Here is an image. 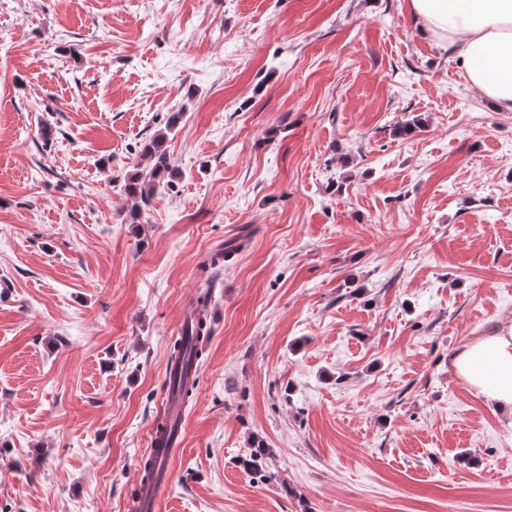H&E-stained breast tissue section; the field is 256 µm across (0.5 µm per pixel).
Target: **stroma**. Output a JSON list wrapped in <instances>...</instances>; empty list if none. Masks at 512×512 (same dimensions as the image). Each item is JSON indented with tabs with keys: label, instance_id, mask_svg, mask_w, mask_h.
Listing matches in <instances>:
<instances>
[{
	"label": "stroma",
	"instance_id": "stroma-1",
	"mask_svg": "<svg viewBox=\"0 0 512 512\" xmlns=\"http://www.w3.org/2000/svg\"><path fill=\"white\" fill-rule=\"evenodd\" d=\"M203 288L155 512H512V417L451 367L512 327V113L407 0H0V512H138ZM167 132L160 131L145 141L141 147L142 155L148 157L151 166L148 171L136 173L126 184L128 195L148 204L160 188L171 186L173 168L163 148ZM210 301L209 291L201 292L197 296L195 308L199 312L197 320L183 329L169 350L168 366L173 370L174 375L170 384L171 392L182 407L191 402L195 396L196 379H190V374L193 367L197 368L201 362L211 335V329L203 316Z\"/></svg>",
	"mask_w": 512,
	"mask_h": 512
}]
</instances>
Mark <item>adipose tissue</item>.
Returning a JSON list of instances; mask_svg holds the SVG:
<instances>
[{
	"label": "adipose tissue",
	"mask_w": 512,
	"mask_h": 512,
	"mask_svg": "<svg viewBox=\"0 0 512 512\" xmlns=\"http://www.w3.org/2000/svg\"><path fill=\"white\" fill-rule=\"evenodd\" d=\"M421 36L459 58L466 79L497 111L512 112V0H408ZM455 373L499 411L512 414V327L465 344Z\"/></svg>",
	"instance_id": "obj_1"
}]
</instances>
